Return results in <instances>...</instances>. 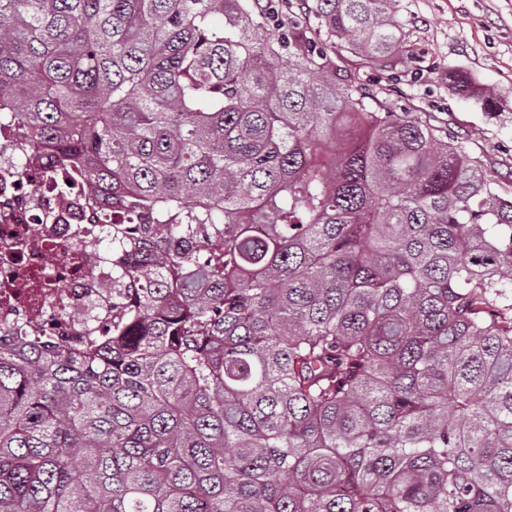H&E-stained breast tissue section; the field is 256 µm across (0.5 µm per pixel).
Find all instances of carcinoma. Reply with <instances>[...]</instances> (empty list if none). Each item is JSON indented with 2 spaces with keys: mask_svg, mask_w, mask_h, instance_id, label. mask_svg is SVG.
Masks as SVG:
<instances>
[{
  "mask_svg": "<svg viewBox=\"0 0 512 512\" xmlns=\"http://www.w3.org/2000/svg\"><path fill=\"white\" fill-rule=\"evenodd\" d=\"M303 2L0 0L19 145L161 218L95 243L112 336L0 342V512H512V197L333 60L399 0Z\"/></svg>",
  "mask_w": 512,
  "mask_h": 512,
  "instance_id": "1",
  "label": "carcinoma"
}]
</instances>
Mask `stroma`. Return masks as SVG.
I'll return each instance as SVG.
<instances>
[{"label": "stroma", "instance_id": "obj_1", "mask_svg": "<svg viewBox=\"0 0 512 512\" xmlns=\"http://www.w3.org/2000/svg\"><path fill=\"white\" fill-rule=\"evenodd\" d=\"M407 64L370 66L347 51L337 64L365 86L447 124L499 191L512 195V0H400ZM492 88L497 111L460 94L450 74Z\"/></svg>", "mask_w": 512, "mask_h": 512}]
</instances>
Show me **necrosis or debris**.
I'll use <instances>...</instances> for the list:
<instances>
[{"label": "necrosis or debris", "instance_id": "4bbe7bcc", "mask_svg": "<svg viewBox=\"0 0 512 512\" xmlns=\"http://www.w3.org/2000/svg\"><path fill=\"white\" fill-rule=\"evenodd\" d=\"M48 157L17 162L0 151V335L49 338L76 350L87 338L78 307L105 302L111 272L91 246L111 216L97 213L84 184L61 191ZM29 243L7 251L16 229Z\"/></svg>", "mask_w": 512, "mask_h": 512}]
</instances>
